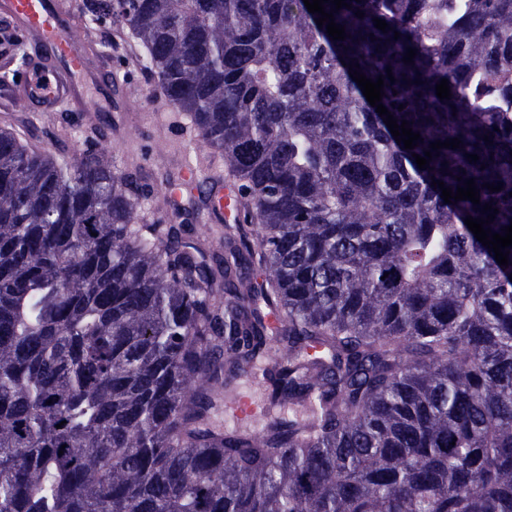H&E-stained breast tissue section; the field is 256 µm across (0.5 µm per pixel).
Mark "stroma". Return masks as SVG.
<instances>
[{
	"label": "stroma",
	"mask_w": 512,
	"mask_h": 512,
	"mask_svg": "<svg viewBox=\"0 0 512 512\" xmlns=\"http://www.w3.org/2000/svg\"><path fill=\"white\" fill-rule=\"evenodd\" d=\"M68 33L102 65L100 87L89 89L75 110L20 112L12 97L16 76L0 65V126L12 127L34 150L73 159L86 148L87 129L96 125L107 133L117 164L138 166L145 176L156 171L155 148L161 142L167 145L165 164L174 171L195 163L203 175L223 172V161L212 160L204 143L187 136L184 116L171 109L158 83L136 65L132 42L108 26L92 29L79 23Z\"/></svg>",
	"instance_id": "1"
}]
</instances>
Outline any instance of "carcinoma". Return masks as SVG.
Returning <instances> with one entry per match:
<instances>
[{"mask_svg": "<svg viewBox=\"0 0 512 512\" xmlns=\"http://www.w3.org/2000/svg\"><path fill=\"white\" fill-rule=\"evenodd\" d=\"M344 2L335 40L303 0H82L224 157L240 218L192 240L202 189L140 224L175 172L0 127V512H512V246L465 224H512V0ZM471 178L478 205L432 185ZM266 360L261 428L214 425ZM185 203V195H182L179 200H174L170 197L167 202H164L162 197H156V199L144 201L141 208L138 209L137 215L144 224H164L161 220L164 219L165 209L168 205Z\"/></svg>", "mask_w": 512, "mask_h": 512, "instance_id": "1", "label": "carcinoma"}]
</instances>
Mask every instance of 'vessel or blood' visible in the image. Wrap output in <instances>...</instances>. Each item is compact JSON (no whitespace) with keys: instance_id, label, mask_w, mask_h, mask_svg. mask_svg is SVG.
Masks as SVG:
<instances>
[{"instance_id":"b4317fda","label":"vessel or blood","mask_w":512,"mask_h":512,"mask_svg":"<svg viewBox=\"0 0 512 512\" xmlns=\"http://www.w3.org/2000/svg\"><path fill=\"white\" fill-rule=\"evenodd\" d=\"M70 10L66 0H0V15L30 31L36 39L39 56L14 91L34 111L80 106L87 88L96 83L87 50L63 31V17ZM210 195L212 206L206 221L220 224L229 220L236 211V188L217 183L211 186Z\"/></svg>"}]
</instances>
